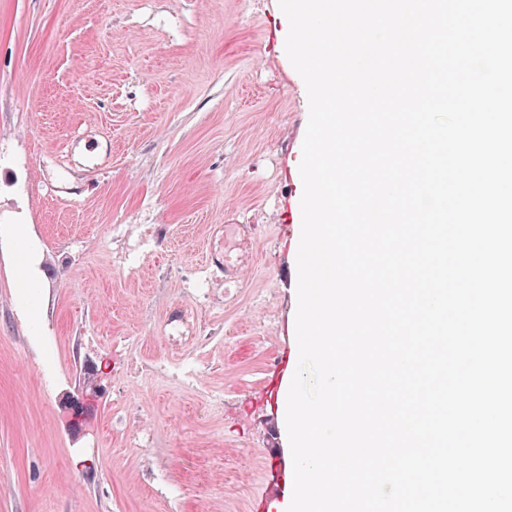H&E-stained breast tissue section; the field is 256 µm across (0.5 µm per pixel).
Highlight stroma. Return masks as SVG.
<instances>
[{
  "label": "stroma",
  "instance_id": "1",
  "mask_svg": "<svg viewBox=\"0 0 512 512\" xmlns=\"http://www.w3.org/2000/svg\"><path fill=\"white\" fill-rule=\"evenodd\" d=\"M278 0H0V512H287L269 456L296 372L294 273L309 119ZM254 224L215 309L165 265L208 266L211 227ZM168 230L135 276L112 229ZM187 309L214 343L172 347ZM195 352L201 373L130 378ZM289 359L281 375L277 356ZM107 360L82 431L66 404ZM130 413L116 429L117 413ZM141 433L161 439L141 446Z\"/></svg>",
  "mask_w": 512,
  "mask_h": 512
}]
</instances>
